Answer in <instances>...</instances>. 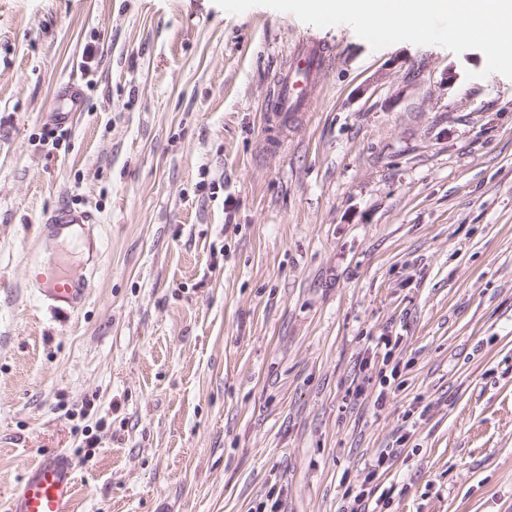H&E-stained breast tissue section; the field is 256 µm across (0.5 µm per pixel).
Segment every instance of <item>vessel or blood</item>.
<instances>
[{
    "instance_id": "vessel-or-blood-1",
    "label": "vessel or blood",
    "mask_w": 512,
    "mask_h": 512,
    "mask_svg": "<svg viewBox=\"0 0 512 512\" xmlns=\"http://www.w3.org/2000/svg\"><path fill=\"white\" fill-rule=\"evenodd\" d=\"M329 60L327 52L317 44L294 46L289 64L275 86L269 112L277 125H286L292 112L308 111L317 88L320 72ZM79 107L73 84H64L54 96L52 115L61 124L71 122ZM91 213L71 207L52 210L43 226L53 239L82 232L92 224ZM29 284L38 289L41 300L51 308L66 313L78 312L90 290V278H74L56 260L35 255L29 268ZM75 466L62 451L45 454L27 469L17 492L8 503V512H73Z\"/></svg>"
}]
</instances>
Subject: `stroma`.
Here are the masks:
<instances>
[{
  "label": "stroma",
  "instance_id": "1",
  "mask_svg": "<svg viewBox=\"0 0 512 512\" xmlns=\"http://www.w3.org/2000/svg\"><path fill=\"white\" fill-rule=\"evenodd\" d=\"M306 40L330 64L281 135ZM485 66L263 6L0 0V512L58 448L74 512H512V79ZM63 203L81 242L41 230ZM46 249L94 274L64 320L28 286ZM328 61L327 52L313 42L295 45L289 51V66L287 56L286 67L272 93L271 105L267 107L279 127L288 123V113L308 112L319 74ZM79 97L74 92V84L66 83L54 96V108L52 116L60 123L71 122L75 112H78Z\"/></svg>",
  "mask_w": 512,
  "mask_h": 512
}]
</instances>
